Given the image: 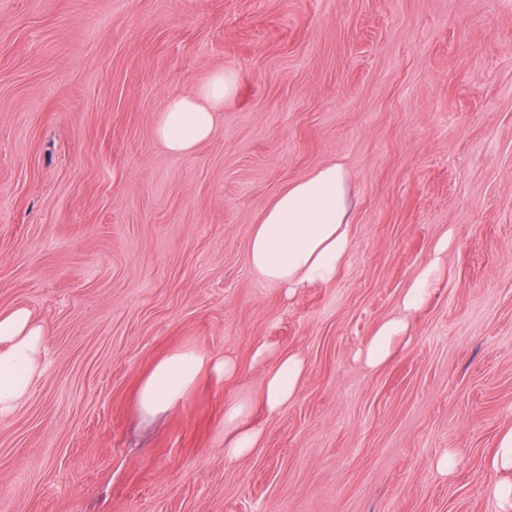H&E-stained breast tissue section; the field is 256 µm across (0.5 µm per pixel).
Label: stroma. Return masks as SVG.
I'll return each instance as SVG.
<instances>
[{
	"instance_id": "obj_1",
	"label": "stroma",
	"mask_w": 512,
	"mask_h": 512,
	"mask_svg": "<svg viewBox=\"0 0 512 512\" xmlns=\"http://www.w3.org/2000/svg\"><path fill=\"white\" fill-rule=\"evenodd\" d=\"M238 74L189 156L166 96ZM342 160L357 196L336 282L293 296L248 263L271 199ZM448 237L386 366L358 357ZM47 327L45 372L0 419V512H498L512 427V0H0V311ZM299 353L294 402L257 398L258 344ZM236 359L153 420L152 364ZM453 455L441 474L436 464ZM252 404L236 400L224 407V453L230 458L248 455L261 439V430L251 421ZM489 468L503 478L490 488V494L498 501L502 512L512 510V428L505 429L497 437L496 449L487 459Z\"/></svg>"
}]
</instances>
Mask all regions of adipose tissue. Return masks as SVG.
Listing matches in <instances>:
<instances>
[{"instance_id": "ef3b65f1", "label": "adipose tissue", "mask_w": 512, "mask_h": 512, "mask_svg": "<svg viewBox=\"0 0 512 512\" xmlns=\"http://www.w3.org/2000/svg\"><path fill=\"white\" fill-rule=\"evenodd\" d=\"M239 77L219 70L188 93L170 94L154 126L155 138L172 154L187 156L217 132V115L237 93ZM354 195L350 174L339 161L319 166L290 183L259 216L248 243L252 270L266 282L294 293L307 285L336 281L354 247ZM439 268L438 261L421 267L405 289L397 314L382 321L364 344L361 354L370 368L387 364L394 344L405 336L410 317L425 304ZM46 328L25 307L0 312V419L29 397L45 371ZM255 360L265 363L260 403L278 412L299 393L307 365L295 352L258 346ZM238 373L232 357L216 358L186 345L157 360L140 382L135 406L142 418L152 419L177 408L200 380L216 374L230 379ZM252 405L236 400L224 407V452L240 458L256 448L261 431L251 420ZM501 480L490 493L502 512H512V428L497 437L488 458Z\"/></svg>"}]
</instances>
